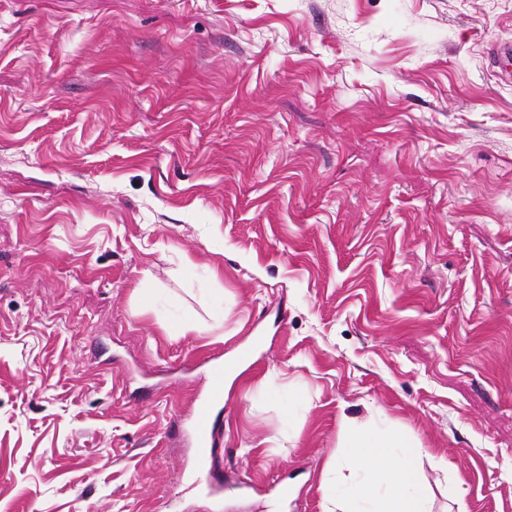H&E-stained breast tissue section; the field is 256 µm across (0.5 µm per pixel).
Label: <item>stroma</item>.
Wrapping results in <instances>:
<instances>
[{
    "label": "stroma",
    "mask_w": 512,
    "mask_h": 512,
    "mask_svg": "<svg viewBox=\"0 0 512 512\" xmlns=\"http://www.w3.org/2000/svg\"><path fill=\"white\" fill-rule=\"evenodd\" d=\"M508 41L512 0H0V512H322L348 419L512 512ZM210 372L206 389L197 398L198 404L191 421V433L197 448L198 467L203 476L195 482L196 487L208 497H215L222 491V487L211 468H207V462L215 433V420L211 411L224 404V365L215 363L211 366Z\"/></svg>",
    "instance_id": "35a3bbf8"
}]
</instances>
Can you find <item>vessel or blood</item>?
I'll return each mask as SVG.
<instances>
[{"label":"vessel or blood","instance_id":"1","mask_svg":"<svg viewBox=\"0 0 512 512\" xmlns=\"http://www.w3.org/2000/svg\"><path fill=\"white\" fill-rule=\"evenodd\" d=\"M211 376L206 389L198 398L195 414L191 421V433L197 448V463L201 471V477L196 485L207 496L213 497L221 492L222 487L207 466L208 455L214 441L215 421L212 417L214 408L224 403V366L213 364Z\"/></svg>","mask_w":512,"mask_h":512}]
</instances>
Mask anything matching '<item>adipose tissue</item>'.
<instances>
[{
    "label": "adipose tissue",
    "instance_id": "adipose-tissue-1",
    "mask_svg": "<svg viewBox=\"0 0 512 512\" xmlns=\"http://www.w3.org/2000/svg\"><path fill=\"white\" fill-rule=\"evenodd\" d=\"M347 456L355 479L345 490L328 485L323 512H429L417 487L416 462L409 437L346 424Z\"/></svg>",
    "mask_w": 512,
    "mask_h": 512
}]
</instances>
